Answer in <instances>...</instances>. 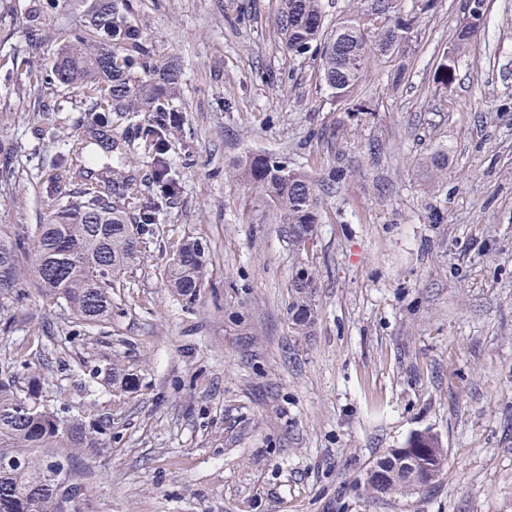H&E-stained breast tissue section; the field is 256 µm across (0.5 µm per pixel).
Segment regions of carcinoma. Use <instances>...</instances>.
<instances>
[{"label": "carcinoma", "mask_w": 512, "mask_h": 512, "mask_svg": "<svg viewBox=\"0 0 512 512\" xmlns=\"http://www.w3.org/2000/svg\"><path fill=\"white\" fill-rule=\"evenodd\" d=\"M436 0H350L349 13L336 28L324 29L323 0H280L277 33L282 47L319 58L320 80L338 112H357L354 91L369 61L393 64V84L404 79L397 62L415 23L434 9ZM484 19L465 16L455 31L453 48L443 53L434 71L441 88L456 77L458 55L477 38ZM28 41L39 50L57 43L49 73L28 71L29 85H80L92 108L100 112H153L171 120L166 88L176 86L182 69L178 58L160 57L137 23L135 0H90L85 21L71 27L63 17L48 25L39 4L28 13ZM241 176L268 208L267 224H283L295 248L314 236L319 223V198L312 175L268 155H253ZM141 259L140 234L112 200L99 194L78 206L51 213L37 234L0 231V299L25 295L34 281L45 299L64 302L71 323L78 327L102 323L112 316V288ZM206 247L196 239L183 241L165 268L167 286L189 304L196 301L208 278ZM314 274L305 265L292 276L288 313L296 329L313 323L309 289ZM124 393L136 389L135 374L118 364L95 372ZM110 417L88 423L69 420L42 400L41 379L29 378L17 387L13 366L0 369V512H76L84 495L81 460L106 448ZM439 468L417 458V470L404 466L397 449L380 461L391 473L390 492L408 493L419 478L435 480L446 461L442 448Z\"/></svg>", "instance_id": "carcinoma-1"}]
</instances>
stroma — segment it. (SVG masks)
<instances>
[{
    "label": "stroma",
    "instance_id": "stroma-1",
    "mask_svg": "<svg viewBox=\"0 0 512 512\" xmlns=\"http://www.w3.org/2000/svg\"><path fill=\"white\" fill-rule=\"evenodd\" d=\"M138 3L157 52L183 63L161 179L147 115L91 111L76 85L31 90L27 70L50 69L56 48H30L29 0H0V160L14 171L0 230L34 236L93 192L134 221L140 198L156 202L107 323L75 331L66 304L31 287L0 302V366L24 358L19 383L39 375L67 418L112 416L107 451L83 459L81 512H512V0H486L445 89L433 73L465 0H438L405 80L370 65L351 117L310 56L283 49L277 0ZM258 153L319 180L343 167L309 252L261 223L235 173ZM187 238L210 269L191 305L164 279ZM301 264L315 281L304 334L288 314ZM118 359L136 392L92 377ZM419 431L440 438L442 473L373 493L370 469Z\"/></svg>",
    "mask_w": 512,
    "mask_h": 512
}]
</instances>
